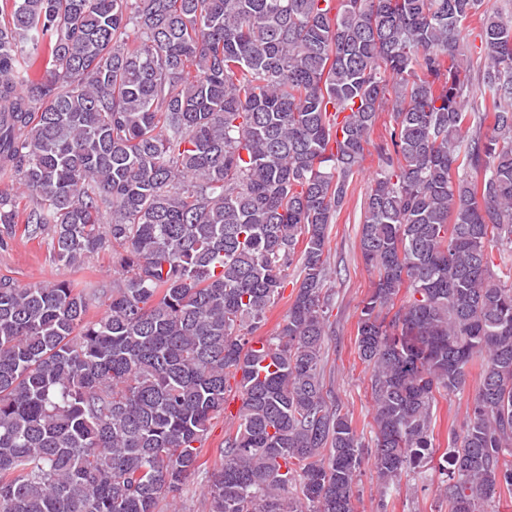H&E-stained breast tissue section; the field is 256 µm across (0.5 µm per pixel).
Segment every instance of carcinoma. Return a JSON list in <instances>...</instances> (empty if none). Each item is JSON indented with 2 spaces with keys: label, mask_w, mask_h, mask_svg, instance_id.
Returning <instances> with one entry per match:
<instances>
[{
  "label": "carcinoma",
  "mask_w": 512,
  "mask_h": 512,
  "mask_svg": "<svg viewBox=\"0 0 512 512\" xmlns=\"http://www.w3.org/2000/svg\"><path fill=\"white\" fill-rule=\"evenodd\" d=\"M389 103L356 333L382 496L424 474L435 394L475 368L438 464L449 512L512 491V20L487 0H0V179L21 189H0V246L22 224L70 268L110 243L121 272L0 276V512H164L231 377L209 512H354L364 444L323 379L329 228ZM480 28L476 23H471L464 32V51L471 59L472 67L470 77L476 83L479 78L480 64H483V47L480 36Z\"/></svg>",
  "instance_id": "carcinoma-1"
}]
</instances>
